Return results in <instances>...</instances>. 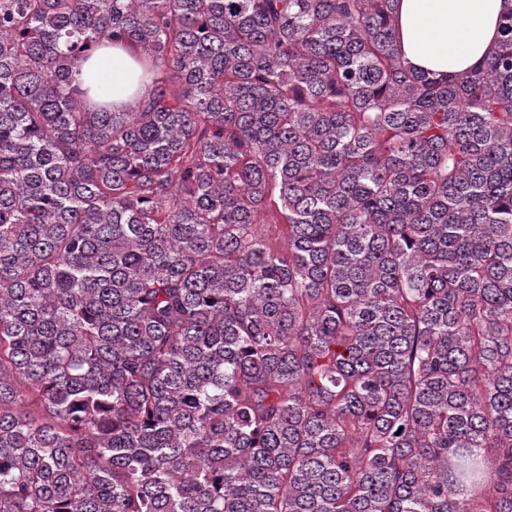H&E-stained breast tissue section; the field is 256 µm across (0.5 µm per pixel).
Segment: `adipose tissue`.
Returning <instances> with one entry per match:
<instances>
[{
    "instance_id": "1",
    "label": "adipose tissue",
    "mask_w": 512,
    "mask_h": 512,
    "mask_svg": "<svg viewBox=\"0 0 512 512\" xmlns=\"http://www.w3.org/2000/svg\"><path fill=\"white\" fill-rule=\"evenodd\" d=\"M512 0H396L397 43L409 65L445 78L472 70L495 46ZM140 69L124 46L97 50L81 65L79 87L115 105L144 91Z\"/></svg>"
}]
</instances>
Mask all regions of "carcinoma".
<instances>
[{"label":"carcinoma","instance_id":"cac0c4a2","mask_svg":"<svg viewBox=\"0 0 512 512\" xmlns=\"http://www.w3.org/2000/svg\"><path fill=\"white\" fill-rule=\"evenodd\" d=\"M394 12L0 0V512H512V11ZM397 43L409 65L436 78L472 70L495 46L510 0H396ZM140 69L130 53L120 44L97 50L80 66L76 83L94 90L116 106L123 105L136 91L144 92L146 84L139 81Z\"/></svg>","mask_w":512,"mask_h":512}]
</instances>
